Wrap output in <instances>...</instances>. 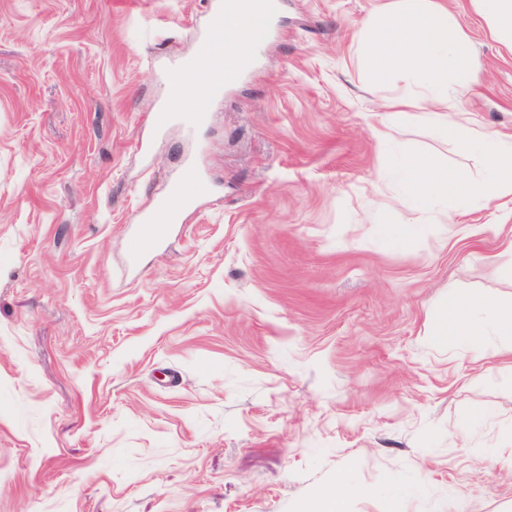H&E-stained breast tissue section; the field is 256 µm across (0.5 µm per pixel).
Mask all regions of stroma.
Instances as JSON below:
<instances>
[{"label": "stroma", "instance_id": "35a3bbf8", "mask_svg": "<svg viewBox=\"0 0 512 512\" xmlns=\"http://www.w3.org/2000/svg\"><path fill=\"white\" fill-rule=\"evenodd\" d=\"M206 127L151 115L211 0H0V512H299L347 477L380 512H512V344L434 336L456 291L512 302V203L394 243L415 154L484 166L426 113L371 133L357 33L382 0H279ZM463 111L512 134V55L472 15ZM210 193L139 268L131 224L187 157ZM423 490L421 483L402 488L400 491L390 494L383 499L382 512H406V503L409 499L418 497Z\"/></svg>", "mask_w": 512, "mask_h": 512}]
</instances>
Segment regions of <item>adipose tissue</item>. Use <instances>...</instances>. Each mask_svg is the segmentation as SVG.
Listing matches in <instances>:
<instances>
[{"label":"adipose tissue","mask_w":512,"mask_h":512,"mask_svg":"<svg viewBox=\"0 0 512 512\" xmlns=\"http://www.w3.org/2000/svg\"><path fill=\"white\" fill-rule=\"evenodd\" d=\"M468 7L490 38L512 53V0H468ZM361 45L368 80L401 88L382 101L390 117L419 107L430 112L439 136L483 159L484 177L472 180L429 157L411 156L402 170L407 198L441 205V222L452 228L491 201L511 199L512 135L460 119L461 103L479 79L469 32L447 0H391L371 16ZM434 333L470 348L489 336L512 340V305L492 308L481 294L454 293L438 312Z\"/></svg>","instance_id":"1"}]
</instances>
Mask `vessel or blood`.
I'll return each instance as SVG.
<instances>
[{"label":"vessel or blood","instance_id":"vessel-or-blood-1","mask_svg":"<svg viewBox=\"0 0 512 512\" xmlns=\"http://www.w3.org/2000/svg\"><path fill=\"white\" fill-rule=\"evenodd\" d=\"M276 7L275 0H215L209 26H216L224 14L238 16L247 24L240 33L243 50L232 56H217L210 49L209 37L198 40L189 68L177 74L168 88L166 106L152 115L155 129L168 126L174 117L173 106L187 93L194 94L198 100V106L189 118L191 125L197 127L208 123L211 101L222 94L225 84L250 69L251 48L260 37V24L273 15ZM208 191L209 186L199 169L194 164H185L170 183L165 196L152 210L140 214L128 244L129 261H137L140 255L152 252L164 243L173 226L181 223L185 211Z\"/></svg>","mask_w":512,"mask_h":512}]
</instances>
